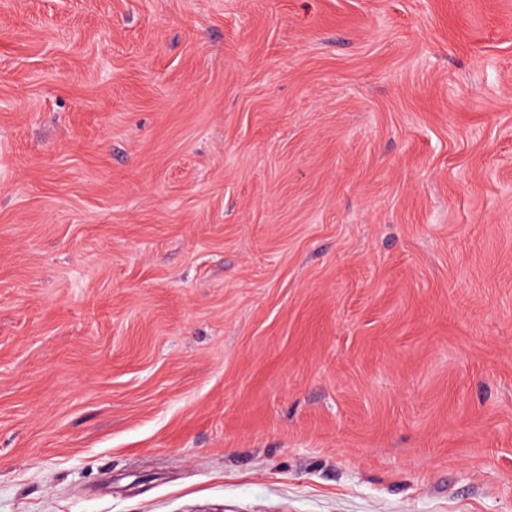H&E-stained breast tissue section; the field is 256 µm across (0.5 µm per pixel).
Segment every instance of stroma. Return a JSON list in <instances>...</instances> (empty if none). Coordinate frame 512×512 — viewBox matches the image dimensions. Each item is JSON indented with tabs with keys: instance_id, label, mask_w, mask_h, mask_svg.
<instances>
[{
	"instance_id": "35a3bbf8",
	"label": "stroma",
	"mask_w": 512,
	"mask_h": 512,
	"mask_svg": "<svg viewBox=\"0 0 512 512\" xmlns=\"http://www.w3.org/2000/svg\"><path fill=\"white\" fill-rule=\"evenodd\" d=\"M0 512H512V0H0Z\"/></svg>"
}]
</instances>
